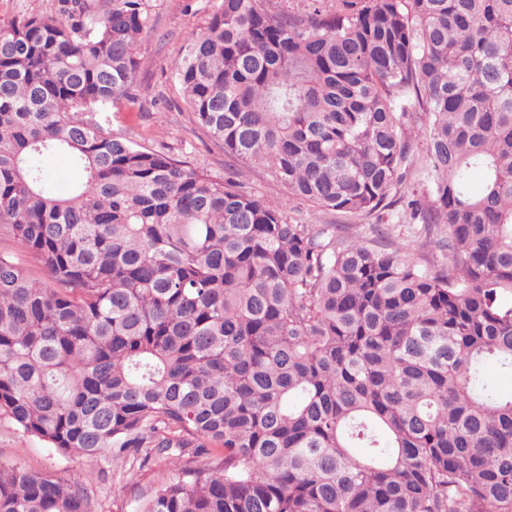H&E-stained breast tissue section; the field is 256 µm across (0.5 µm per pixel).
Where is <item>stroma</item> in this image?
<instances>
[{
	"mask_svg": "<svg viewBox=\"0 0 512 512\" xmlns=\"http://www.w3.org/2000/svg\"><path fill=\"white\" fill-rule=\"evenodd\" d=\"M152 24L144 32L135 97L103 112L89 113L112 135L142 148L162 150L190 163L216 179L232 175L247 192L278 202L296 224H346L349 216L316 209L307 200L278 186L264 164L231 162L222 143L213 139L183 103L180 87L171 75L189 34L201 31L221 0H149ZM19 464L55 479L78 480L85 489L91 512H139L143 502L172 475L166 459L138 473L109 456L87 458L62 453L32 435L23 433L0 416V465Z\"/></svg>",
	"mask_w": 512,
	"mask_h": 512,
	"instance_id": "1",
	"label": "stroma"
}]
</instances>
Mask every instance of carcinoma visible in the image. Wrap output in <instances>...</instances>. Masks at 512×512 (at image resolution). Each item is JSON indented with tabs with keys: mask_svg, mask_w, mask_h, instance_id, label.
Instances as JSON below:
<instances>
[{
	"mask_svg": "<svg viewBox=\"0 0 512 512\" xmlns=\"http://www.w3.org/2000/svg\"><path fill=\"white\" fill-rule=\"evenodd\" d=\"M60 2L0 22V224L46 277L0 253V415L63 453L194 449L141 512H512V0H222L172 67L227 155L401 205L441 264L83 119L132 98L152 15ZM0 512L89 509L12 466Z\"/></svg>",
	"mask_w": 512,
	"mask_h": 512,
	"instance_id": "1",
	"label": "carcinoma"
}]
</instances>
